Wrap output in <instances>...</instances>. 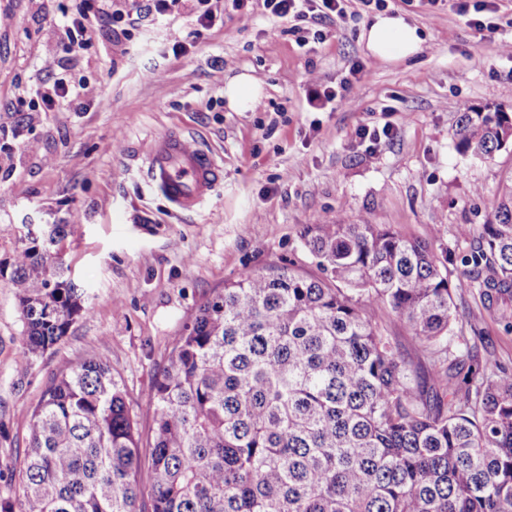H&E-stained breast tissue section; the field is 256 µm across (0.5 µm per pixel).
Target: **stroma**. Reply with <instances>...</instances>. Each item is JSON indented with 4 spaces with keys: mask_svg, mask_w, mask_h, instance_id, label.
I'll use <instances>...</instances> for the list:
<instances>
[{
    "mask_svg": "<svg viewBox=\"0 0 512 512\" xmlns=\"http://www.w3.org/2000/svg\"><path fill=\"white\" fill-rule=\"evenodd\" d=\"M460 2L386 0V12L425 33L420 52L388 62L361 40L375 11L359 0H349L344 17L297 23L259 4L246 23L228 10L178 56L171 35L182 18L124 34L90 19L91 46L77 57L64 32L79 0H0L1 127H16L27 112L33 78L65 75L89 87L79 109L46 110L12 141V175L0 180V260L12 261L29 225H72L64 259L88 295L69 334L34 356L15 291L0 279V497L17 484L15 455L60 369L105 354L148 431L154 375L202 302L246 269L291 262L319 276L299 236L307 224H386L434 252L450 251L458 313L480 335L449 338V352L472 345L490 364L512 367V331L484 308L462 264L478 239L457 233L485 223L512 174V146L481 161L460 154L454 137L464 108L512 113V56L500 50L512 43V0H498L492 14L461 11ZM475 17L495 31L476 30ZM242 75L263 92L237 112L224 88ZM326 86L346 89L348 103L316 100ZM385 122L391 139L360 138L362 126ZM167 129L224 166L223 184L197 212L175 211L131 158Z\"/></svg>",
    "mask_w": 512,
    "mask_h": 512,
    "instance_id": "35a3bbf8",
    "label": "stroma"
}]
</instances>
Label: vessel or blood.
<instances>
[{"instance_id": "1", "label": "vessel or blood", "mask_w": 512, "mask_h": 512, "mask_svg": "<svg viewBox=\"0 0 512 512\" xmlns=\"http://www.w3.org/2000/svg\"><path fill=\"white\" fill-rule=\"evenodd\" d=\"M140 172L175 210L185 213L206 205L224 181V169L215 158L176 130L154 139Z\"/></svg>"}]
</instances>
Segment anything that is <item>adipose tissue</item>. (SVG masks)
Here are the masks:
<instances>
[{"label":"adipose tissue","instance_id":"1","mask_svg":"<svg viewBox=\"0 0 512 512\" xmlns=\"http://www.w3.org/2000/svg\"><path fill=\"white\" fill-rule=\"evenodd\" d=\"M367 50L383 60L393 61L418 53L424 42L418 27L399 15H376L361 35Z\"/></svg>","mask_w":512,"mask_h":512}]
</instances>
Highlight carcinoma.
I'll return each mask as SVG.
<instances>
[{
  "mask_svg": "<svg viewBox=\"0 0 512 512\" xmlns=\"http://www.w3.org/2000/svg\"><path fill=\"white\" fill-rule=\"evenodd\" d=\"M455 139L491 159L512 114L465 109ZM71 229L47 224L0 262L32 355L88 310L64 260ZM300 236L324 277L273 265L224 283L169 344L147 439L105 355L62 368L0 512H512V370L470 350L448 360V256L386 224ZM464 263L488 308L512 297V183ZM390 312L428 364L385 334Z\"/></svg>",
  "mask_w": 512,
  "mask_h": 512,
  "instance_id": "1",
  "label": "carcinoma"
}]
</instances>
